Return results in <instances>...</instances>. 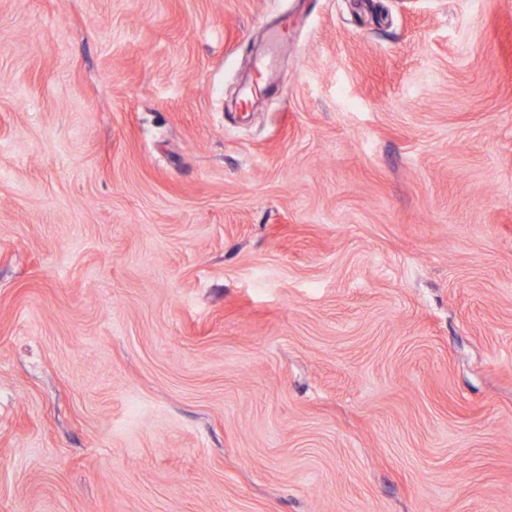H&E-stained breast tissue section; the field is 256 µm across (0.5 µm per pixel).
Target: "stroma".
<instances>
[{
  "mask_svg": "<svg viewBox=\"0 0 512 512\" xmlns=\"http://www.w3.org/2000/svg\"><path fill=\"white\" fill-rule=\"evenodd\" d=\"M0 512H512V0H0Z\"/></svg>",
  "mask_w": 512,
  "mask_h": 512,
  "instance_id": "35a3bbf8",
  "label": "stroma"
}]
</instances>
